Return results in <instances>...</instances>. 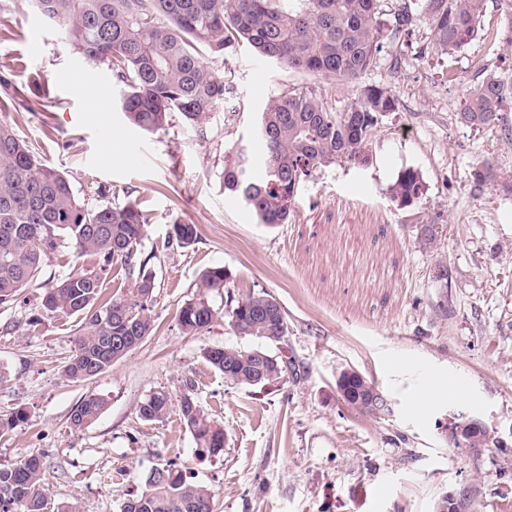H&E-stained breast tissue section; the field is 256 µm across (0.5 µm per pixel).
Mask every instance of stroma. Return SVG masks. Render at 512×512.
Returning a JSON list of instances; mask_svg holds the SVG:
<instances>
[{"label": "stroma", "instance_id": "1", "mask_svg": "<svg viewBox=\"0 0 512 512\" xmlns=\"http://www.w3.org/2000/svg\"><path fill=\"white\" fill-rule=\"evenodd\" d=\"M481 26L498 31L495 51L478 37L438 54L420 23L385 42L377 67L352 82L288 69L242 43L209 61L232 92L203 128L176 117L149 134L118 109L107 66L85 61L27 0H0V122L63 172L86 207L132 202L150 214L135 259L154 281L152 333L86 382L62 377L79 319L29 318L46 284L77 271H101L105 294L127 293L120 265L104 271L64 247L36 286L0 305V417L27 415L0 436V462L44 456L53 499L81 512H121L167 462L213 492L214 512H436L444 494L470 486V512H512V195L473 178L487 159L512 177V106L492 130L457 118L469 86L512 77V6L485 0ZM381 83L399 109L374 131L368 163L333 164L302 182L289 223L261 224L225 193L233 144L262 158L255 129L270 97L312 86L341 109ZM408 168L425 193L401 209L388 190ZM177 220L197 225L193 246L172 240ZM427 225L438 229L430 242ZM213 266L227 273L216 307L262 292L277 299L288 334L270 351L292 360L296 376L233 384L205 351L260 340L224 318L197 336L180 330L179 309ZM440 267L447 282L435 279ZM347 368L383 392L389 411L343 401L336 379ZM190 381L224 427L223 451L203 461L177 405ZM160 388L173 399L168 414L141 420V402ZM91 393L102 413L73 428L72 411ZM460 414L480 418L495 446L450 444L448 422Z\"/></svg>", "mask_w": 512, "mask_h": 512}]
</instances>
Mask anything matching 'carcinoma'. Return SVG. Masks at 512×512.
Segmentation results:
<instances>
[{
    "label": "carcinoma",
    "mask_w": 512,
    "mask_h": 512,
    "mask_svg": "<svg viewBox=\"0 0 512 512\" xmlns=\"http://www.w3.org/2000/svg\"><path fill=\"white\" fill-rule=\"evenodd\" d=\"M485 0H404L394 22L383 19L380 0H31V7L57 24L86 59L105 64L120 88L117 104L126 120L146 131H165L173 114L189 127L203 125L224 105L230 87L208 59L222 56L239 42L261 58L328 80L353 81L377 64L385 40L408 35L416 21L426 24L442 55L468 45L478 34ZM512 103V82L490 76L469 88L460 123L493 129ZM399 109L387 85H368L342 110L314 87H290L273 96L259 113L256 136L264 146V179L250 176L251 153L240 143L224 165V189L240 199L259 223L286 224L299 184L322 167L366 160L368 142L383 118ZM479 185L512 194V180L501 178L487 160L473 173ZM424 185L413 169L399 172L391 201L405 208L419 202ZM147 214L138 206L85 207L69 180L39 158L7 124L0 123V305L32 286L59 249L99 257L100 271L70 274L44 289L30 324L47 315L81 316L73 350L62 368L65 379L90 381L125 357L153 330L146 300L154 282L135 270L133 258ZM197 226L173 223L171 237L192 246ZM129 278V292L102 297L100 272L116 262ZM224 267L205 269L196 294L179 309L183 333L198 335L218 318L211 298L224 293ZM268 294L226 301L224 317L240 336L268 344L284 341L288 322ZM205 360L235 385L273 382L293 372V363L262 348L224 346L206 350ZM376 385L353 369L343 370L336 387ZM172 398L164 389L141 403V420H161ZM180 412L192 430L197 454L224 450V428L198 404L194 385L180 397ZM105 402L85 397L71 414L80 428L96 420ZM212 492L189 482L170 464L153 468L140 494L122 512H213ZM0 512H80L74 504L52 501L44 482L42 457L27 454L0 463Z\"/></svg>",
    "instance_id": "carcinoma-1"
}]
</instances>
